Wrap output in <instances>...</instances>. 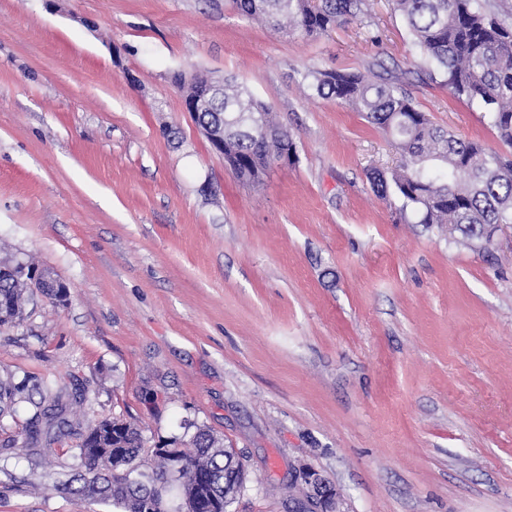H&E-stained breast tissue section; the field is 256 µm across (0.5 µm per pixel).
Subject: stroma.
<instances>
[{"label": "stroma", "instance_id": "stroma-1", "mask_svg": "<svg viewBox=\"0 0 512 512\" xmlns=\"http://www.w3.org/2000/svg\"><path fill=\"white\" fill-rule=\"evenodd\" d=\"M378 60L434 125L503 150L390 0L318 38L224 0H0V259L69 288L0 329V365L89 381L151 445L206 426L247 470L229 512H310L308 469L340 512H512V231L480 253L375 195L389 136L303 75ZM177 71L236 76L296 161L238 180ZM29 473L0 471V512H113Z\"/></svg>", "mask_w": 512, "mask_h": 512}]
</instances>
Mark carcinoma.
Instances as JSON below:
<instances>
[{"instance_id":"carcinoma-1","label":"carcinoma","mask_w":512,"mask_h":512,"mask_svg":"<svg viewBox=\"0 0 512 512\" xmlns=\"http://www.w3.org/2000/svg\"><path fill=\"white\" fill-rule=\"evenodd\" d=\"M404 21L420 57V68L431 80L458 97L478 103L487 112L500 141L512 147V10L503 0H391ZM241 16L286 27L315 38L336 25L367 16L366 0H229ZM360 73L310 70L305 78L318 95L352 106L382 129L403 157L391 177L374 172V191L389 189L402 199V212L417 224H446L451 238L485 251L491 231L512 224V158L488 150L481 142L462 140L434 125L419 110L404 85L377 71ZM183 96L197 94L209 78L172 75ZM224 98L211 100L202 118L224 124V161L242 180L258 182L266 158L283 147H296L291 134L273 118L272 108L248 88L222 78ZM0 262V326L24 316L25 282ZM89 385L77 379L65 384L56 376L12 372L0 380V420L9 417L14 434L0 441V462L8 464L17 445L27 449L32 464L57 455L54 444L74 440L71 457L49 474L56 489L79 498L108 504L117 512H155L151 482L170 478L182 508L200 505L227 512L243 489L244 464L224 439L204 426L188 441L160 440L144 444L141 427L121 417L99 419L89 406ZM73 404L88 406L87 423L73 421ZM127 463L133 480L112 477L99 451Z\"/></svg>"}]
</instances>
